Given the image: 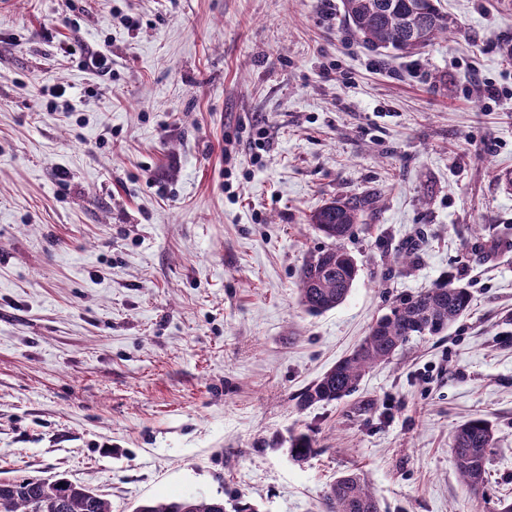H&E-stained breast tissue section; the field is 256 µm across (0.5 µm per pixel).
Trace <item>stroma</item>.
Masks as SVG:
<instances>
[{
	"label": "stroma",
	"instance_id": "obj_1",
	"mask_svg": "<svg viewBox=\"0 0 512 512\" xmlns=\"http://www.w3.org/2000/svg\"><path fill=\"white\" fill-rule=\"evenodd\" d=\"M0 10V481L326 512L363 475L381 512L512 501V0H441L451 36L402 55L342 0H9ZM103 52L102 73L87 64ZM64 88L69 107L52 92ZM370 206L359 276L300 303L331 247L309 215ZM468 313L341 400L300 393L442 278ZM495 430L488 485L456 426ZM307 432L316 454L286 442ZM494 430L485 419H469L459 424L453 434L452 454L463 483L471 490H485L487 463L494 447Z\"/></svg>",
	"mask_w": 512,
	"mask_h": 512
}]
</instances>
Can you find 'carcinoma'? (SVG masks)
I'll list each match as a JSON object with an SVG mask.
<instances>
[{
  "label": "carcinoma",
  "instance_id": "1",
  "mask_svg": "<svg viewBox=\"0 0 512 512\" xmlns=\"http://www.w3.org/2000/svg\"><path fill=\"white\" fill-rule=\"evenodd\" d=\"M342 6L351 33L373 49L414 54L452 31L438 0H342ZM365 206L363 199H336L311 214L310 223L332 240L333 246L302 268L299 294L306 311L320 314L333 310L349 296L358 266L341 242L353 233ZM470 304V291L448 281L400 301L376 321L350 355L301 392L300 406L349 395L367 371L387 361L409 337L442 334L465 315ZM494 441L493 426L485 419H469L455 428L454 464L471 490L486 488ZM314 452L315 441L309 434L300 432L290 439L289 453L295 460ZM327 500L328 512H380L378 500L358 473L338 477ZM0 512H112V505L94 490L68 480L23 478L0 482ZM134 512H224V499L184 496L149 500Z\"/></svg>",
  "mask_w": 512,
  "mask_h": 512
}]
</instances>
